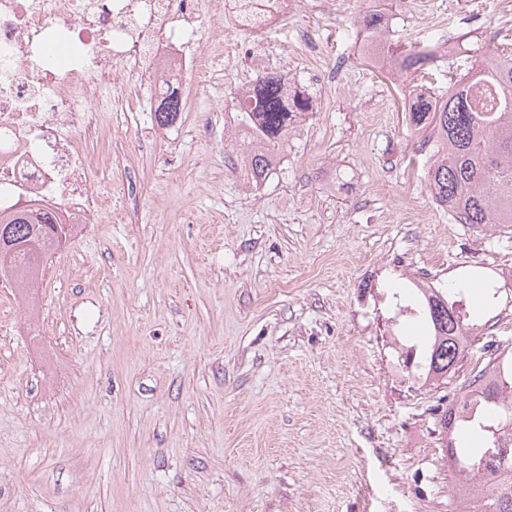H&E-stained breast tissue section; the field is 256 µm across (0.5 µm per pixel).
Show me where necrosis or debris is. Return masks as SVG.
<instances>
[{
	"instance_id": "4bbe7bcc",
	"label": "necrosis or debris",
	"mask_w": 512,
	"mask_h": 512,
	"mask_svg": "<svg viewBox=\"0 0 512 512\" xmlns=\"http://www.w3.org/2000/svg\"><path fill=\"white\" fill-rule=\"evenodd\" d=\"M288 0H0V213L20 201L55 206L66 224H95L91 182L103 100L124 77L158 94L165 79L208 75L203 17L232 15L224 35L260 30Z\"/></svg>"
}]
</instances>
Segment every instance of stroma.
<instances>
[{"instance_id": "1", "label": "stroma", "mask_w": 512, "mask_h": 512, "mask_svg": "<svg viewBox=\"0 0 512 512\" xmlns=\"http://www.w3.org/2000/svg\"><path fill=\"white\" fill-rule=\"evenodd\" d=\"M452 54L512 52V0H297L270 30L186 76L154 126L137 80L88 149L102 220L52 254L37 288L0 284V512H458L434 411L512 355V230L459 224L431 198L405 77L363 57L358 20ZM313 98L277 173L234 169L230 97L259 71ZM477 271L461 367L402 371L389 290ZM154 110V119L158 127L167 128L177 119L178 112L183 109L182 98L176 87L167 84L166 90L157 99Z\"/></svg>"}]
</instances>
